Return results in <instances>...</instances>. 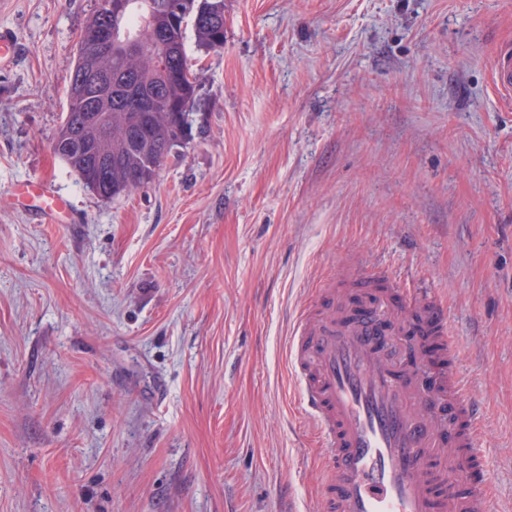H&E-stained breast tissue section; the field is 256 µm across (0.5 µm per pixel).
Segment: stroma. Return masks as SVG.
Here are the masks:
<instances>
[{
	"label": "stroma",
	"instance_id": "stroma-1",
	"mask_svg": "<svg viewBox=\"0 0 512 512\" xmlns=\"http://www.w3.org/2000/svg\"><path fill=\"white\" fill-rule=\"evenodd\" d=\"M97 3L0 0V512H321L288 340L353 256L446 305L512 512V0H224L203 133L112 200L51 149ZM20 50V43L15 34L7 28L0 27V69L9 67ZM494 78L498 90L512 94V48L505 47L497 55L494 66ZM38 199L34 207L39 208L38 214L46 224H61L60 215L66 209L64 201L48 190L44 183L39 184Z\"/></svg>",
	"mask_w": 512,
	"mask_h": 512
}]
</instances>
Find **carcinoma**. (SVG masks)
<instances>
[{
	"label": "carcinoma",
	"mask_w": 512,
	"mask_h": 512,
	"mask_svg": "<svg viewBox=\"0 0 512 512\" xmlns=\"http://www.w3.org/2000/svg\"><path fill=\"white\" fill-rule=\"evenodd\" d=\"M87 22L76 49L67 87L64 113L52 150L91 192L110 200L151 184L180 149L193 138L197 116V85L189 79L185 49L187 25H192L197 46L205 51L224 45V0H126L123 25L140 42V52L122 50L112 55L88 53L96 29L111 19L104 3ZM112 69V102L107 108L108 135L87 120L85 104L73 95L82 75L91 69ZM137 97L150 100L152 111H131ZM112 160L105 177L97 170V154Z\"/></svg>",
	"instance_id": "1"
}]
</instances>
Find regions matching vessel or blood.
<instances>
[{
	"mask_svg": "<svg viewBox=\"0 0 512 512\" xmlns=\"http://www.w3.org/2000/svg\"><path fill=\"white\" fill-rule=\"evenodd\" d=\"M20 50L15 34L0 27V69ZM494 78L501 93L512 94V48L498 54ZM37 195L44 223H59L64 201L43 185ZM346 285L357 289V300L337 295L332 286L320 289L317 315L300 314L289 346L303 403L329 450L322 469L324 512H491L487 480L475 479L462 462L435 483L427 481L438 435L412 408L419 379L436 380L427 403L448 405L449 444L478 445L481 407L465 396L456 366L432 363L401 381L377 352L384 326L414 319L450 344L442 301L427 292L394 299L386 273L356 260Z\"/></svg>",
	"mask_w": 512,
	"mask_h": 512,
	"instance_id": "obj_1",
	"label": "vessel or blood"
}]
</instances>
